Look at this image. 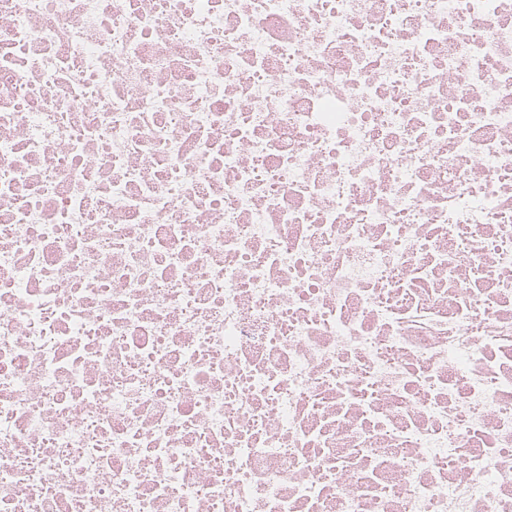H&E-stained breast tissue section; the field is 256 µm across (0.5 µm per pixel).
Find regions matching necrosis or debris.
Masks as SVG:
<instances>
[{
    "instance_id": "obj_1",
    "label": "necrosis or debris",
    "mask_w": 512,
    "mask_h": 512,
    "mask_svg": "<svg viewBox=\"0 0 512 512\" xmlns=\"http://www.w3.org/2000/svg\"><path fill=\"white\" fill-rule=\"evenodd\" d=\"M0 512H512V0H0Z\"/></svg>"
}]
</instances>
